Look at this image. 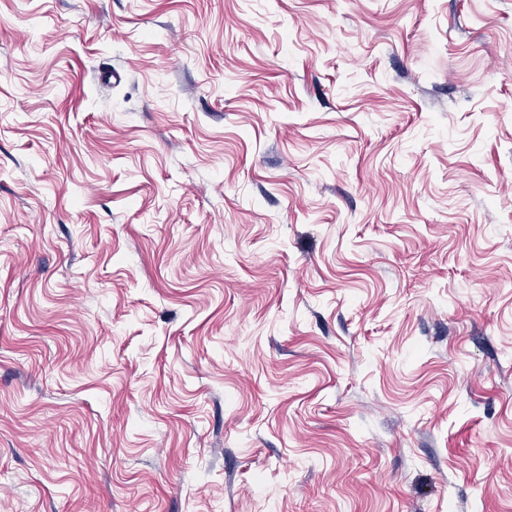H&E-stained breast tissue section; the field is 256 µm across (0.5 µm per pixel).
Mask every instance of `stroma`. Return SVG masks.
Returning a JSON list of instances; mask_svg holds the SVG:
<instances>
[{
	"instance_id": "35a3bbf8",
	"label": "stroma",
	"mask_w": 512,
	"mask_h": 512,
	"mask_svg": "<svg viewBox=\"0 0 512 512\" xmlns=\"http://www.w3.org/2000/svg\"><path fill=\"white\" fill-rule=\"evenodd\" d=\"M0 512H512V0H0Z\"/></svg>"
}]
</instances>
